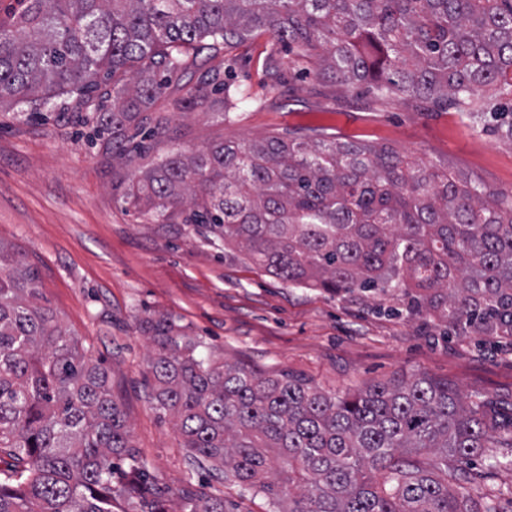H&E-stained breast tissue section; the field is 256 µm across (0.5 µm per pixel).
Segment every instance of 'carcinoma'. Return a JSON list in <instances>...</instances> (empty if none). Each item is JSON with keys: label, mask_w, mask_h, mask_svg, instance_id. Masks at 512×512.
Listing matches in <instances>:
<instances>
[{"label": "carcinoma", "mask_w": 512, "mask_h": 512, "mask_svg": "<svg viewBox=\"0 0 512 512\" xmlns=\"http://www.w3.org/2000/svg\"><path fill=\"white\" fill-rule=\"evenodd\" d=\"M0 18V101L30 108L112 78L93 137L127 143L185 57L256 30L317 61V75L378 96L449 105L512 139V0H17ZM225 89L209 70L187 112ZM125 203L158 224H193L237 245L290 287L390 297L387 315L431 316L457 336L512 347V198L394 149L285 131L174 153L134 175ZM38 274L0 242V512H229L173 490L131 442L108 375L43 304ZM153 399L184 447L274 512H497L450 490L460 465L512 448V411L422 375L329 394L203 352L164 315Z\"/></svg>", "instance_id": "carcinoma-1"}]
</instances>
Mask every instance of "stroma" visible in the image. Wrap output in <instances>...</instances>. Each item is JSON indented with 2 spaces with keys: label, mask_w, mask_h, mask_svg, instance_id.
Masks as SVG:
<instances>
[{
  "label": "stroma",
  "mask_w": 512,
  "mask_h": 512,
  "mask_svg": "<svg viewBox=\"0 0 512 512\" xmlns=\"http://www.w3.org/2000/svg\"><path fill=\"white\" fill-rule=\"evenodd\" d=\"M314 68L266 33L226 44L216 56H189L150 114L169 112L172 98L218 69L238 88L230 120L202 107L172 114L167 131L130 161L106 141L88 142L96 101L64 95L39 117L0 108V241L37 270L60 324L106 369L149 470L176 490L205 488L235 512L271 507L194 463L173 417L157 408L148 368L155 349L142 330L148 317L173 318L225 362L297 375L329 393L424 374L512 402L511 349L481 347L473 336L443 338L439 322L383 315L370 299L288 287L194 225L156 224L127 209L131 175L167 153L309 129L384 144L512 196V141L472 129L455 109L420 112L398 97L316 78ZM487 463L465 464L466 494L496 495L498 512H512V469L490 473Z\"/></svg>",
  "instance_id": "stroma-1"
}]
</instances>
